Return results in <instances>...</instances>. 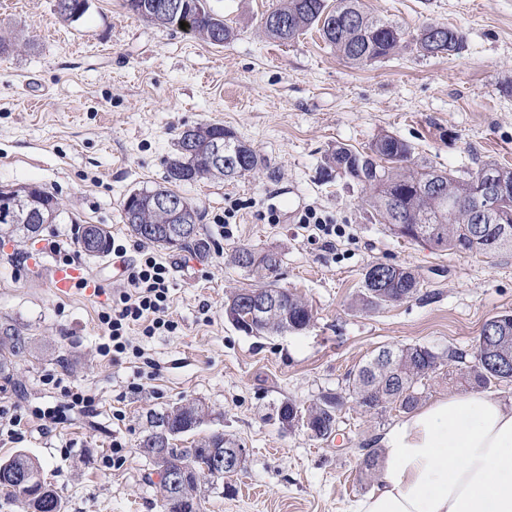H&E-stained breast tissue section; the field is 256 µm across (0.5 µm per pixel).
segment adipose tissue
Instances as JSON below:
<instances>
[{"mask_svg":"<svg viewBox=\"0 0 512 512\" xmlns=\"http://www.w3.org/2000/svg\"><path fill=\"white\" fill-rule=\"evenodd\" d=\"M381 471L354 512H512V406L448 396L380 440Z\"/></svg>","mask_w":512,"mask_h":512,"instance_id":"ef3b65f1","label":"adipose tissue"}]
</instances>
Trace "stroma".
Masks as SVG:
<instances>
[{
    "instance_id": "1",
    "label": "stroma",
    "mask_w": 512,
    "mask_h": 512,
    "mask_svg": "<svg viewBox=\"0 0 512 512\" xmlns=\"http://www.w3.org/2000/svg\"><path fill=\"white\" fill-rule=\"evenodd\" d=\"M274 0H207L235 30L208 44L188 30L145 21L124 0H89L78 21H61L56 0H0V26L17 49L0 52V186L36 184L54 194L58 223L35 239L0 243V325L20 328L29 350L0 374V408L64 404L45 374L85 390L92 407L62 423L0 436V460L24 453L61 498L63 512H159V477L138 444L172 408L200 403L212 416L174 445L223 432L247 450L242 472L204 485L202 512H352L376 481L359 472L365 444L405 413L377 414L346 401L330 438L284 429L285 400L310 406L345 390L350 373L380 347L422 344L473 353L483 325L512 312V251L449 253L396 236L369 206L368 190L328 167L339 146L365 151L383 134L410 144L411 163L460 174L497 161L512 169V0H364L400 27L395 55L356 67L317 31L282 43L261 18ZM428 24L459 29L463 47L424 55L415 38ZM219 122L266 161L233 180L187 183L181 194L202 213L207 261L156 249L172 267L174 333L130 336L141 357H101L98 313L124 274L112 256L74 253L98 278L99 294H55L48 269L80 224L106 225L133 246L122 201L162 184L180 131ZM239 201L232 223L225 207ZM276 208L280 221L260 214ZM313 207L335 216L347 237L326 247L298 222ZM277 250L278 285L312 309L299 333L252 336L224 317L230 292L253 285L235 267L236 248ZM415 269L422 289L409 301L364 311L356 300L370 265ZM122 465L106 467L113 443Z\"/></svg>"
}]
</instances>
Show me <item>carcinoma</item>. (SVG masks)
<instances>
[{
    "instance_id": "1",
    "label": "carcinoma",
    "mask_w": 512,
    "mask_h": 512,
    "mask_svg": "<svg viewBox=\"0 0 512 512\" xmlns=\"http://www.w3.org/2000/svg\"><path fill=\"white\" fill-rule=\"evenodd\" d=\"M153 0H127L130 10L150 22L167 27L185 22L186 27L211 44H224L235 32L224 23V19L207 7L181 16L161 12L152 7ZM261 28L270 38L291 41L310 28H315L336 53L348 63L363 66L395 54L403 42L402 32L394 25L368 13L362 0H336L330 5L327 0H277V4L261 18ZM463 35L456 28L439 24L425 26L417 35L416 44L422 54H435L451 50L458 51ZM196 138V152L188 176L180 175L185 168L188 155L184 149L185 134H180L177 152L166 168V185L154 189L137 191L138 201L134 206L122 205L124 221L137 237L145 239L161 249L168 248L165 228L174 226L175 219L165 211L154 207L152 197L166 193L183 202L182 219L195 227V233L184 241L180 250L205 260L210 255L209 242L202 237L199 222L202 213L178 192V187L187 182L208 178H236L244 176L265 165L264 159L255 151L245 150L241 171L221 170L209 164L208 139L222 135L236 138L233 131L220 123H206L189 128ZM411 156V147L405 141L381 135L367 152H355L339 146L331 154L329 162L350 178L366 185L371 191L370 203L383 223L396 235L416 242H426L436 248L455 253L475 252L494 254L512 249V195L502 199L499 208L506 217L504 224H477L474 212L483 202L470 192L472 181L485 169L500 171L512 182V169L495 161H488L475 171L455 175L433 168L411 171L406 163ZM27 188L3 187L0 189V241L16 237H31L41 229L39 224H18L3 214L16 197L26 193ZM77 240L83 251L90 256L110 252L111 234L99 224L80 225ZM235 266L246 270L257 280L255 288L276 287L281 266L279 253L256 251L250 247L238 248L233 256ZM421 292V283L416 273L397 264L377 263L364 275V290L360 301L364 307H378L407 301ZM288 304L287 315H273L256 322L246 333L261 336L267 333H283L289 328L305 329L310 326L313 313L309 305L297 295L281 290ZM495 332H481L473 361L466 362L465 354L450 349L438 352L423 345H404L391 349L392 359L378 361L373 354L353 374L348 383V397L366 413L383 411L393 405L410 411L419 405L422 392L418 382L431 376L444 366L460 365L456 382L471 389H488L494 382L512 381V363L496 367L485 361L484 353L490 346L505 350L512 355V312L493 317ZM27 338L14 328L0 330V373L12 364V358L23 352ZM345 396L337 392H324L310 406L302 409L308 414L306 431L316 439H327L335 431L337 415L344 405ZM208 410L201 405L180 406L160 417L168 424V436L179 435L188 427L204 422ZM224 446V434L213 433L191 448L169 451L168 467L198 470L202 479H212L204 472L209 464L207 448ZM380 449L367 448L359 460L360 473L372 477L377 474ZM24 469L31 475H40V465L32 457L19 453L3 470ZM200 484L192 479L180 491V498L191 503V512H200Z\"/></svg>"
}]
</instances>
